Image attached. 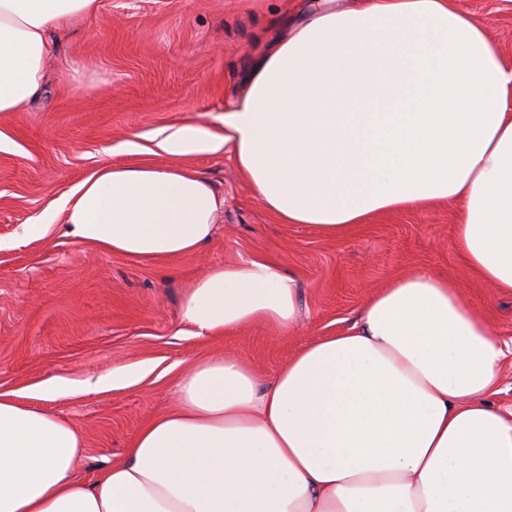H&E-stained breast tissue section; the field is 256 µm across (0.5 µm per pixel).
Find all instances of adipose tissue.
<instances>
[{"label": "adipose tissue", "instance_id": "adipose-tissue-1", "mask_svg": "<svg viewBox=\"0 0 512 512\" xmlns=\"http://www.w3.org/2000/svg\"><path fill=\"white\" fill-rule=\"evenodd\" d=\"M98 6L0 0V112L38 95L47 30ZM156 147L168 164L99 169L31 233L59 216L108 252L193 253L224 200L179 160L222 148L284 224L454 203L455 248L512 294V63L458 0L315 6L254 61L223 136L187 124ZM297 315L294 280L259 260L210 269L181 305L199 336ZM502 357L451 281L400 277L272 383L231 356L196 365L89 484L76 427L0 399V512H512V413L488 400Z\"/></svg>", "mask_w": 512, "mask_h": 512}]
</instances>
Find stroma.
I'll return each instance as SVG.
<instances>
[{
  "label": "stroma",
  "instance_id": "35a3bbf8",
  "mask_svg": "<svg viewBox=\"0 0 512 512\" xmlns=\"http://www.w3.org/2000/svg\"><path fill=\"white\" fill-rule=\"evenodd\" d=\"M309 0H100L95 14L52 29L38 96L0 112V396L77 426L76 475L94 481L137 430L176 404L197 362L224 354L270 382L302 346L345 331L394 279H450L503 348L490 397L512 409V295L489 287L454 248L456 209L379 213L332 236L282 224L218 149L185 157L224 200L215 235L175 260L130 258L66 236L25 233L85 178L114 163H166L162 133L183 124L224 132L252 61L300 20ZM512 61V0H461ZM263 260L297 285L291 332L256 323L198 336L180 315L210 268ZM60 389L45 393L46 384Z\"/></svg>",
  "mask_w": 512,
  "mask_h": 512
}]
</instances>
